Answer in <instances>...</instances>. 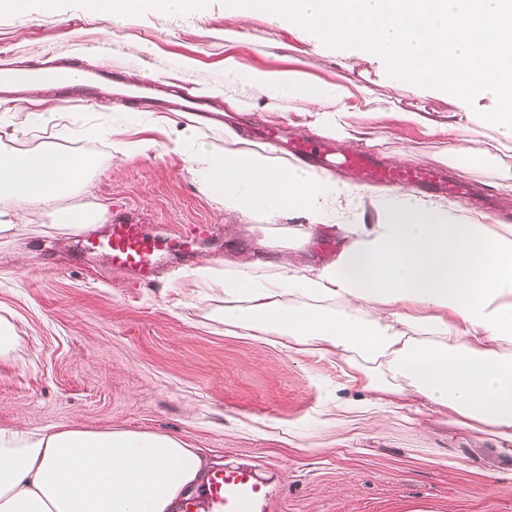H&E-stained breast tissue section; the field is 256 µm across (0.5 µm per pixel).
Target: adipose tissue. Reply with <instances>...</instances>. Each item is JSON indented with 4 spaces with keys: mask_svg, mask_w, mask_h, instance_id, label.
Returning <instances> with one entry per match:
<instances>
[{
    "mask_svg": "<svg viewBox=\"0 0 512 512\" xmlns=\"http://www.w3.org/2000/svg\"><path fill=\"white\" fill-rule=\"evenodd\" d=\"M207 0H91L93 17L123 24L150 10L157 18L203 11ZM43 83L30 84L29 108L11 140L41 127L91 138L84 112H36ZM303 101L317 125L347 142L360 139L344 101L437 129L420 111L362 85L311 83L297 72L224 59V100L237 91ZM183 156L199 190L239 218L275 224L304 218L336 227L343 246L318 266L270 262L197 266L199 287L224 292L225 324L273 332L323 356L342 358L344 386L374 411L420 422L433 414L473 432L478 443L512 459V225L463 217L448 201L386 188L341 184L325 172L277 155L225 126L221 144L196 126L152 118ZM57 143L0 149V242L24 233L27 218L47 215L54 231L74 235L104 224L99 203L65 206L93 177ZM208 461L177 436L121 428H0V512H175L205 489Z\"/></svg>",
    "mask_w": 512,
    "mask_h": 512,
    "instance_id": "ef3b65f1",
    "label": "adipose tissue"
}]
</instances>
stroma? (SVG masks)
<instances>
[{"mask_svg":"<svg viewBox=\"0 0 512 512\" xmlns=\"http://www.w3.org/2000/svg\"><path fill=\"white\" fill-rule=\"evenodd\" d=\"M105 26L89 18L86 0H56L47 22L0 14V63L87 58L137 81L175 75L205 97L223 86L224 59L233 55L316 83L366 85L397 98L402 110L418 108L462 128L451 138L362 111L350 99L352 121L364 133L361 149L388 165L441 167L472 189L458 202L462 214L512 225V158L491 153L488 125L465 120L466 111H491L490 98L469 105L442 89L395 84L356 50L315 47L284 22H240L223 0L167 20L144 9L109 36ZM228 28L239 31L237 41L225 42ZM145 43L150 51H142ZM186 57L196 62L189 76L179 66ZM91 118L97 138L73 139L48 127L25 144L48 140L98 156L90 191L110 214L139 219L152 234L205 224L209 235L194 253L166 255L155 280L139 283L112 270L105 255L87 252L80 236H53L44 217L32 215L23 245L0 247V316L18 333L15 348L0 357V428L173 434L203 449L216 467L251 470L261 512H512V470L474 447L471 432L433 417L416 425L363 410L361 393L338 385L339 357L225 327L217 314L222 297L182 279L200 263L235 256L317 265L335 257V234L316 229L302 244L276 233L272 249L258 248L257 233L198 191L183 157L162 131L147 128L146 118L116 107L94 108ZM310 121L293 99L268 101L262 113L246 99L237 116L255 142L276 124L292 138L327 139L348 150L337 133L310 128ZM115 136L156 146L114 156ZM328 387L346 411L326 413L321 397Z\"/></svg>","mask_w":512,"mask_h":512,"instance_id":"1","label":"stroma"}]
</instances>
